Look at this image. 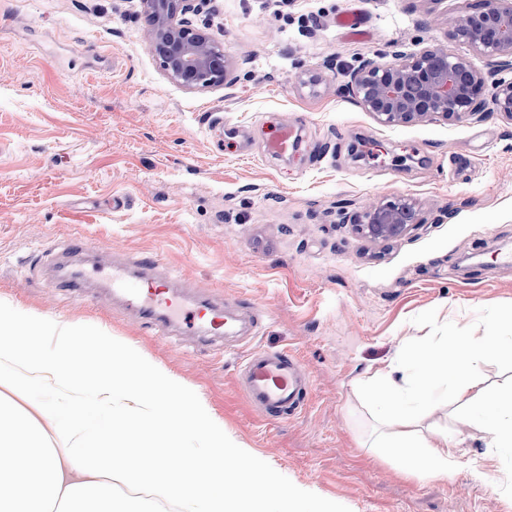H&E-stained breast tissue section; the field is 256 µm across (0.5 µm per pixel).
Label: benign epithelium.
Listing matches in <instances>:
<instances>
[{
  "label": "benign epithelium",
  "mask_w": 512,
  "mask_h": 512,
  "mask_svg": "<svg viewBox=\"0 0 512 512\" xmlns=\"http://www.w3.org/2000/svg\"><path fill=\"white\" fill-rule=\"evenodd\" d=\"M204 0H139L159 68L188 90L224 84V46L186 18ZM452 37L493 60L484 74L467 57L429 47L397 63L368 62L347 85L359 106L387 126L499 114L512 120V0H470L457 16ZM357 232L374 240L394 239L420 223L403 200L370 201L351 217Z\"/></svg>",
  "instance_id": "1"
}]
</instances>
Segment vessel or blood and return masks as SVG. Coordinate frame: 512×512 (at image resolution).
<instances>
[{"label":"vessel or blood","mask_w":512,"mask_h":512,"mask_svg":"<svg viewBox=\"0 0 512 512\" xmlns=\"http://www.w3.org/2000/svg\"><path fill=\"white\" fill-rule=\"evenodd\" d=\"M295 124L278 125L267 141L269 153L285 155L295 150ZM109 279L115 290L122 292L131 304L148 317L160 323L173 321L179 309V296L171 290L162 277L129 280L123 265H112ZM184 320L190 326L208 329H232L235 316L220 307L207 303L186 313ZM241 385L249 403L265 413L281 417L293 415L300 407L306 393V384L298 361L283 352L257 351L246 360Z\"/></svg>","instance_id":"obj_1"}]
</instances>
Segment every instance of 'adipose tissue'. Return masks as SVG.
Listing matches in <instances>:
<instances>
[{
    "label": "adipose tissue",
    "mask_w": 512,
    "mask_h": 512,
    "mask_svg": "<svg viewBox=\"0 0 512 512\" xmlns=\"http://www.w3.org/2000/svg\"><path fill=\"white\" fill-rule=\"evenodd\" d=\"M512 310L490 312L474 336L448 330L445 336L413 338L387 365L360 382L375 427L367 445L393 462L407 478L445 481L461 466L459 444L447 432L423 427L424 417L452 392L459 418L486 433L488 447L512 456V384L491 391L482 377V362L512 356Z\"/></svg>",
    "instance_id": "ef3b65f1"
}]
</instances>
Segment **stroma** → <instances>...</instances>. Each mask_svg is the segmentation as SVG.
Here are the masks:
<instances>
[{"mask_svg": "<svg viewBox=\"0 0 512 512\" xmlns=\"http://www.w3.org/2000/svg\"><path fill=\"white\" fill-rule=\"evenodd\" d=\"M271 4L205 0L193 21L223 43L230 79L189 91L159 69L137 0H0V297L134 343L232 438L350 512H512V458L453 420V403L425 423L462 439L464 466L407 480L363 448L355 387L411 337L466 336L512 309L498 259L512 251V121L385 126L346 89L360 65L431 45L489 71L450 36L466 0H293L284 23ZM353 8L359 36L337 25ZM295 117L298 149L266 154ZM401 196L420 224L383 241L355 231L366 202ZM76 235L95 262L153 256L188 288L185 309H238L251 334L157 333L95 262L84 295L55 286L51 259ZM258 349L297 359L309 387L295 414L247 402L239 380Z\"/></svg>", "mask_w": 512, "mask_h": 512, "instance_id": "obj_1", "label": "stroma"}]
</instances>
